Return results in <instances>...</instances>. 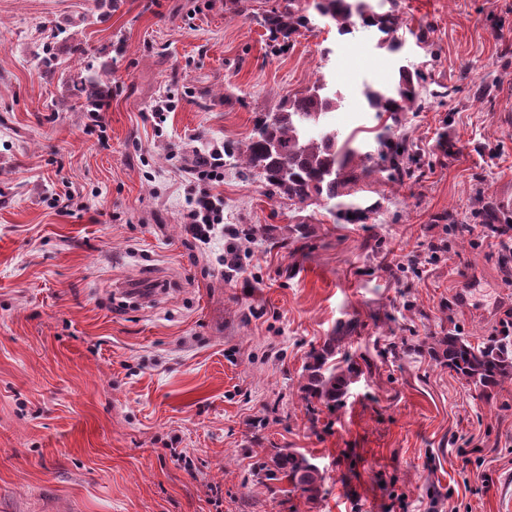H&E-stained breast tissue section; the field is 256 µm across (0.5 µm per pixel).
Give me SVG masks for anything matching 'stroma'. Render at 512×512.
I'll list each match as a JSON object with an SVG mask.
<instances>
[{
	"mask_svg": "<svg viewBox=\"0 0 512 512\" xmlns=\"http://www.w3.org/2000/svg\"><path fill=\"white\" fill-rule=\"evenodd\" d=\"M398 2V51L319 17L275 53L225 0H0V512H512V382L487 398L403 350L482 341L512 308L497 238L444 220L479 190L512 205V0ZM402 65L427 104L397 128L423 160L399 184L361 91ZM88 72L112 86L99 127L66 93ZM321 76L343 100L319 125L372 153L378 212L316 209L289 243L292 206L228 153L224 230L192 239V162ZM342 323L362 372L306 402ZM282 448L323 471L317 500L256 474Z\"/></svg>",
	"mask_w": 512,
	"mask_h": 512,
	"instance_id": "1",
	"label": "stroma"
}]
</instances>
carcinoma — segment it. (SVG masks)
<instances>
[{
  "label": "carcinoma",
  "mask_w": 512,
  "mask_h": 512,
  "mask_svg": "<svg viewBox=\"0 0 512 512\" xmlns=\"http://www.w3.org/2000/svg\"><path fill=\"white\" fill-rule=\"evenodd\" d=\"M317 15L331 20L340 36L352 35L360 27L374 28L381 34L380 46L398 49L397 0H392L391 9L384 13L371 10L368 0H275L258 18L269 32L273 47L281 49L291 45L301 30L309 28ZM425 81L421 72L402 67L394 84L367 87L363 97L376 117L386 115L398 122L406 113L426 104L422 96ZM73 87L85 112L98 111L110 93V86L91 75L74 80ZM340 104L341 97L321 77L311 87L283 99L275 111L260 113L252 136L234 148L245 169L256 173L269 191L294 206L296 222L288 226L289 239L294 242L310 235L311 215L307 211L311 208L330 205L336 223L357 224L378 207L376 203L365 206L357 198L359 183L371 172L366 165L371 157L352 149L350 138L339 143V134L334 131L317 136L308 132L310 125ZM379 145L389 177L399 182L415 177L416 156L409 140L381 139ZM444 220L456 231L468 222L483 224L501 238L508 225H512V208L486 199L485 192L480 191L473 198L468 216L460 219L450 211ZM507 322L506 318L500 321L495 335L481 343L471 342L454 329L446 336L420 341L411 350L427 353L450 374L485 393L512 381V327ZM350 332V327L338 326L309 353L303 374L306 383L302 387L306 402L315 399L336 405L361 373L359 364L346 355ZM257 470L271 480L286 478L294 490L309 500L320 495L324 482L319 467L305 454L290 448L258 463Z\"/></svg>",
  "instance_id": "1"
}]
</instances>
